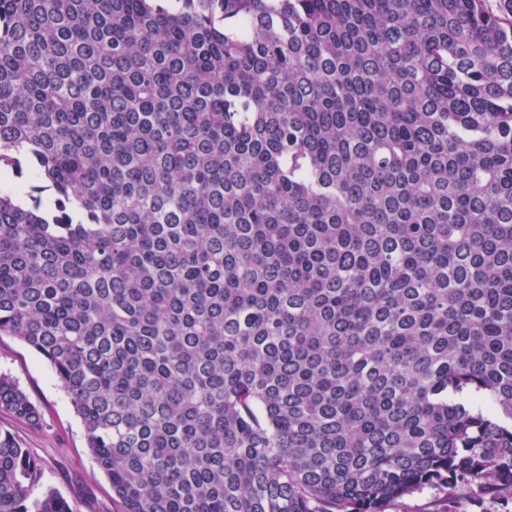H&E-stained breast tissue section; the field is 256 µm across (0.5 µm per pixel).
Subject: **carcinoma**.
<instances>
[{"instance_id":"1","label":"carcinoma","mask_w":512,"mask_h":512,"mask_svg":"<svg viewBox=\"0 0 512 512\" xmlns=\"http://www.w3.org/2000/svg\"><path fill=\"white\" fill-rule=\"evenodd\" d=\"M1 164L125 512L512 501V0H0ZM0 512H75L8 432ZM472 504L466 500L448 501L445 494L436 489L405 497L392 506V512H471Z\"/></svg>"}]
</instances>
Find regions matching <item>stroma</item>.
<instances>
[{"label": "stroma", "instance_id": "obj_1", "mask_svg": "<svg viewBox=\"0 0 512 512\" xmlns=\"http://www.w3.org/2000/svg\"><path fill=\"white\" fill-rule=\"evenodd\" d=\"M12 376L44 415L35 430L0 409V430L12 433L42 464L46 485L71 500L76 512H124L86 444L80 419L49 363L11 336H0V373ZM466 500H447L427 489L403 498L392 512H470Z\"/></svg>", "mask_w": 512, "mask_h": 512}]
</instances>
